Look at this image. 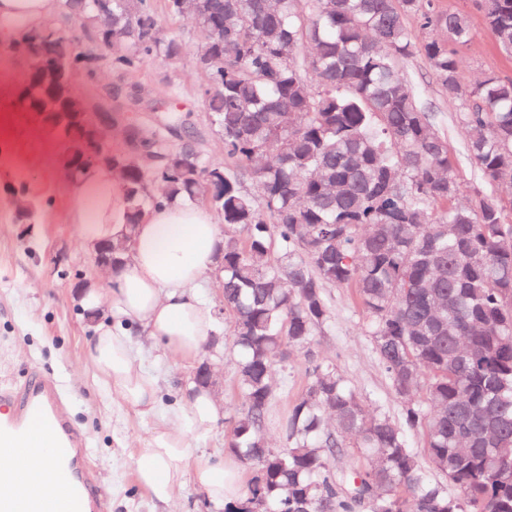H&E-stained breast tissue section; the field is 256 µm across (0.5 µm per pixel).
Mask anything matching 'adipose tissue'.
Here are the masks:
<instances>
[{
  "mask_svg": "<svg viewBox=\"0 0 512 512\" xmlns=\"http://www.w3.org/2000/svg\"><path fill=\"white\" fill-rule=\"evenodd\" d=\"M59 9L58 0H0V38L40 26ZM73 214L77 244L91 252L105 242L128 240L124 265L105 289L82 293L86 309L109 308L115 325L100 326L87 345L88 361L101 391L134 408L154 425L135 455L139 483L153 498L170 504L186 480H193L216 507L239 503L243 473L231 456L193 460L189 436L205 437L221 415V405L207 390L189 388L184 405H160L158 379L143 364L126 327L138 325L146 336L181 363L197 361L216 330L210 307L196 288L215 264L222 236L213 215L191 203H166L149 210L144 221L129 226L123 193L111 170L99 167L79 181Z\"/></svg>",
  "mask_w": 512,
  "mask_h": 512,
  "instance_id": "adipose-tissue-1",
  "label": "adipose tissue"
}]
</instances>
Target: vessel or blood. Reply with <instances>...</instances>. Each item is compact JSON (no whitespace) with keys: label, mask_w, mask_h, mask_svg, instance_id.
Wrapping results in <instances>:
<instances>
[{"label":"vessel or blood","mask_w":512,"mask_h":512,"mask_svg":"<svg viewBox=\"0 0 512 512\" xmlns=\"http://www.w3.org/2000/svg\"><path fill=\"white\" fill-rule=\"evenodd\" d=\"M85 436L70 423L60 389L38 379L18 390L0 388V512H106L97 477L84 460ZM61 470L62 490L39 498L24 492L32 453Z\"/></svg>","instance_id":"b4317fda"}]
</instances>
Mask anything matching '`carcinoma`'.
<instances>
[{"label":"carcinoma","mask_w":512,"mask_h":512,"mask_svg":"<svg viewBox=\"0 0 512 512\" xmlns=\"http://www.w3.org/2000/svg\"><path fill=\"white\" fill-rule=\"evenodd\" d=\"M60 11L101 27L97 0ZM500 50L512 54V0H472ZM198 20L194 54L211 58L203 107L224 161L171 141L191 131L175 111L139 127L135 154L112 156L137 224L147 207L188 201L224 221L219 282L232 322L240 417L231 447L256 471L225 512H512V79L461 80L471 13L433 0H166ZM419 19V32L406 25ZM154 0H112V68L134 71L187 56L157 37ZM428 62L459 103L463 159L476 179L457 199L448 137L401 64ZM57 120L80 103L63 82L35 76L18 91ZM64 158L84 149L81 122L59 129ZM224 176V195L205 193ZM254 180L258 196L241 189ZM328 288L354 290L376 355L401 406L371 410L311 350L330 319ZM305 350L310 382L265 427L276 367ZM422 435V451L406 433ZM354 448L362 470L332 463Z\"/></svg>","instance_id":"cac0c4a2"}]
</instances>
